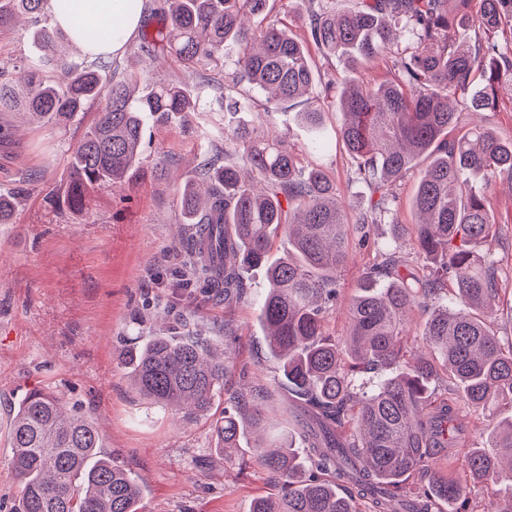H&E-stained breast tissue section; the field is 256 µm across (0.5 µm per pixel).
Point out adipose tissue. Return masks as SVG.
<instances>
[{"label": "adipose tissue", "instance_id": "ef3b65f1", "mask_svg": "<svg viewBox=\"0 0 512 512\" xmlns=\"http://www.w3.org/2000/svg\"><path fill=\"white\" fill-rule=\"evenodd\" d=\"M81 22L54 15V24L68 29L70 38L90 57L122 52L142 25L146 0H77Z\"/></svg>", "mask_w": 512, "mask_h": 512}]
</instances>
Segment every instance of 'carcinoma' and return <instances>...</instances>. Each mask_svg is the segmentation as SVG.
I'll return each instance as SVG.
<instances>
[{
  "label": "carcinoma",
  "instance_id": "carcinoma-1",
  "mask_svg": "<svg viewBox=\"0 0 512 512\" xmlns=\"http://www.w3.org/2000/svg\"><path fill=\"white\" fill-rule=\"evenodd\" d=\"M142 26V47L193 67L198 82L158 79L138 92L135 72H116L103 57L72 63L57 57L66 35L51 24V6L65 14L70 0H0V30L19 13L45 17L34 33L40 55L0 80V112L22 108L48 121L73 117L91 100L104 106L70 153L64 203L83 210L91 189L146 175L142 147L147 123L185 121L199 111L198 90L220 77L219 104L236 114L252 107L244 89L267 94L265 112L302 98L315 84L305 43L288 27L264 23L269 0H157ZM302 17L312 42L325 55L356 71L392 59L395 77L360 80L336 89L331 78L317 100L339 101V134L355 168L377 200L350 213L336 198L327 174L303 164L279 136L256 135L229 125L225 138L239 145V163L204 160L180 194L189 224L221 226L224 262L210 265L202 242L190 253L206 286L224 303L253 294L250 274L264 269L261 322L293 410L290 428L263 440L270 395L259 380L225 387L232 365L216 341L188 330L148 337L119 356L124 378L150 404L188 417L205 416L224 394V417L214 424L219 448L247 438L255 462L280 479V492L254 500L251 512H435L439 502L460 503L474 481L504 482L509 493L493 512H512V344L493 330L491 303L500 291V260L471 248L496 236L490 191L478 192L471 176L512 179V140L477 124L448 139L458 110L495 109L502 84H512V0H359L338 11L332 0H305ZM54 66L60 83L43 75ZM483 84L469 94L472 78ZM320 140L323 112L299 113ZM422 170L412 205L417 252L431 265L413 271L397 249H378L380 262L364 273L350 301L348 332L338 339L324 321L338 296V271L349 239L367 238L370 224L399 227L395 187L417 159ZM288 235L287 255L269 260L273 239ZM455 282L453 306L442 302ZM420 310L423 339L435 358L408 354L407 317ZM448 375V396L428 384ZM391 371L376 388L361 390L363 373ZM488 414L496 456L471 448L459 470L439 465L438 452L462 435V409ZM10 463L20 488L19 512H139L142 487L112 454L103 451L91 418L75 417L52 392L25 395L12 420ZM322 472L335 479L319 477Z\"/></svg>",
  "mask_w": 512,
  "mask_h": 512
}]
</instances>
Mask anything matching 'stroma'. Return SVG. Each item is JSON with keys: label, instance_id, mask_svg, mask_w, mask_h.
Here are the masks:
<instances>
[{"label": "stroma", "instance_id": "stroma-1", "mask_svg": "<svg viewBox=\"0 0 512 512\" xmlns=\"http://www.w3.org/2000/svg\"><path fill=\"white\" fill-rule=\"evenodd\" d=\"M37 26L25 17L0 34V71H9L35 51ZM120 68L154 79L191 80L173 58L156 60L137 43L113 58ZM103 107L95 101L64 122L27 120L5 112L0 124L14 127L0 139V192L14 193L8 221L0 223V512H13L18 481L8 463L13 409L30 390L56 393L68 409L93 418L107 452L144 488L143 512H251L254 498L278 493L276 476L254 462L251 448L215 453L214 422L224 415L216 400L209 415L184 420L154 408L129 389L117 364L120 349L139 345L166 329H197L223 339L236 370L271 383L275 364L260 323L257 298L225 307L223 298L205 292L202 278L179 244V203L184 184L211 149L235 158L224 139V113L213 88L200 94V109L190 126L151 127L146 163L168 157L165 176L102 187L74 211L63 203L72 146ZM343 115H325L329 148L309 159L327 172L342 202L369 205L371 192L353 174L351 160L336 133ZM417 172L396 190L402 233L375 224L366 243L351 242L338 275L340 295L326 317L333 336L347 332V305L364 272L377 259L379 245L397 244L415 265L412 197ZM492 202L499 233L491 249L502 260L501 300L494 306L502 342L512 341V183L497 179ZM484 244H476L485 253Z\"/></svg>", "mask_w": 512, "mask_h": 512}]
</instances>
